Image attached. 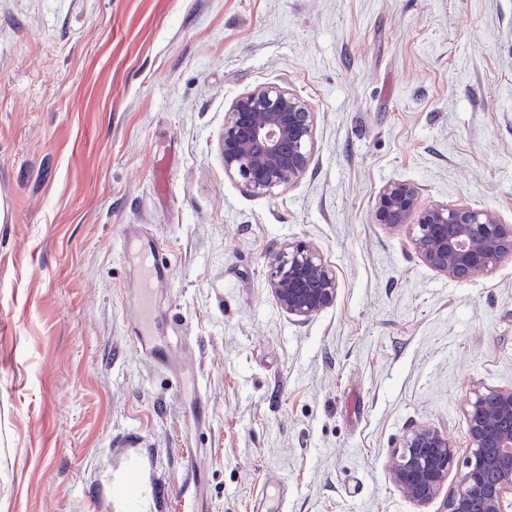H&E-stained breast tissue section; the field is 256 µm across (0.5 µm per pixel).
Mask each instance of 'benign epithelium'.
Listing matches in <instances>:
<instances>
[{"instance_id": "benign-epithelium-1", "label": "benign epithelium", "mask_w": 512, "mask_h": 512, "mask_svg": "<svg viewBox=\"0 0 512 512\" xmlns=\"http://www.w3.org/2000/svg\"><path fill=\"white\" fill-rule=\"evenodd\" d=\"M314 112L278 84L259 85L224 117L221 154L225 176L262 195L302 178L312 160ZM421 188L393 180L379 191L376 224L404 228L417 258L456 282H467L512 259V224L468 204L420 202ZM269 287L288 314L307 320L336 301V270L313 246L297 244L275 256ZM467 453L441 512H512V386L476 391L467 401ZM457 450L448 434L419 426L390 460L394 483L417 506L439 498Z\"/></svg>"}]
</instances>
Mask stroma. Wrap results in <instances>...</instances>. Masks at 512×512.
<instances>
[{"label":"stroma","mask_w":512,"mask_h":512,"mask_svg":"<svg viewBox=\"0 0 512 512\" xmlns=\"http://www.w3.org/2000/svg\"><path fill=\"white\" fill-rule=\"evenodd\" d=\"M265 83L312 105V164L253 196L220 141ZM394 179L512 224V0H0V512H422L389 461L420 425L465 450L512 385V260L424 265L373 221ZM129 224L171 266L164 365ZM298 242L338 278L306 321L267 282ZM128 248L134 258L145 259L142 263L140 296L135 318L138 337L134 348L137 352L157 362L165 363L167 352L162 351V346L150 341L147 336L152 335L155 318V288H159L161 283L166 280L169 269L157 258L156 248L151 247L149 252H144L138 249L132 240L128 241Z\"/></svg>","instance_id":"1"}]
</instances>
